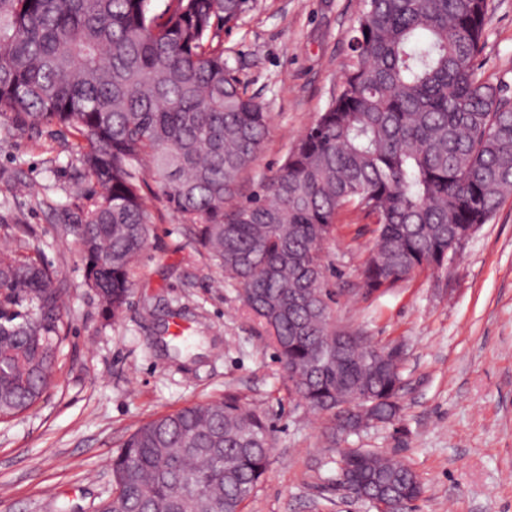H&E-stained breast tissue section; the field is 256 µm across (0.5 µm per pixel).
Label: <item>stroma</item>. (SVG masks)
I'll return each instance as SVG.
<instances>
[{
  "instance_id": "35a3bbf8",
  "label": "stroma",
  "mask_w": 512,
  "mask_h": 512,
  "mask_svg": "<svg viewBox=\"0 0 512 512\" xmlns=\"http://www.w3.org/2000/svg\"><path fill=\"white\" fill-rule=\"evenodd\" d=\"M362 7L363 0H246L225 27V58L270 114L243 197L279 169L327 107ZM480 61L512 97V0H491ZM72 141L61 128L32 140L0 121V172L22 171L33 188L19 195L0 181V251L28 249L58 272L68 324L45 396L0 423V512H94L112 490V456L123 438L228 391L274 428L264 481L243 512H375L340 484L343 448H377L412 468L424 486L415 512H512V196L447 269L369 296L360 266L373 235L356 214L343 216L323 252L334 319L374 344L402 345L403 412L395 424L332 444L325 417L290 394L267 337L154 182L143 188L154 234L134 269L133 293L119 317L103 314L84 286L74 235L57 232L54 210L78 190ZM178 323L187 348L174 357L159 339Z\"/></svg>"
}]
</instances>
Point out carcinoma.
I'll return each mask as SVG.
<instances>
[{"label":"carcinoma","instance_id":"cac0c4a2","mask_svg":"<svg viewBox=\"0 0 512 512\" xmlns=\"http://www.w3.org/2000/svg\"><path fill=\"white\" fill-rule=\"evenodd\" d=\"M0 0V119L37 138L69 130L87 186L73 219L85 286L112 317L153 233L144 175L224 269L264 328L288 390L327 415L363 399L357 434L399 420L401 363L367 338L336 360L322 251L352 209L373 225L363 287L385 291L448 265L455 242L512 193V97L484 77L489 0H364L339 89L265 182L237 201L269 115L224 59L221 31L245 0ZM64 288L37 257L0 252V421L32 407L59 367ZM273 448L265 417L233 392L137 427L112 458L96 512H241ZM340 470L374 497L423 486L365 448Z\"/></svg>","mask_w":512,"mask_h":512}]
</instances>
